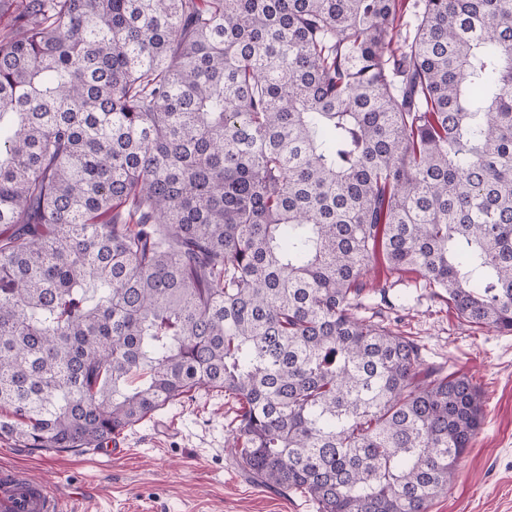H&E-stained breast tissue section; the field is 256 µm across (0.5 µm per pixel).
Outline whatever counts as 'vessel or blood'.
Returning <instances> with one entry per match:
<instances>
[{
  "instance_id": "obj_1",
  "label": "vessel or blood",
  "mask_w": 512,
  "mask_h": 512,
  "mask_svg": "<svg viewBox=\"0 0 512 512\" xmlns=\"http://www.w3.org/2000/svg\"><path fill=\"white\" fill-rule=\"evenodd\" d=\"M1 482L11 491L0 496V512H70L69 499L52 486L27 481L18 470H1Z\"/></svg>"
}]
</instances>
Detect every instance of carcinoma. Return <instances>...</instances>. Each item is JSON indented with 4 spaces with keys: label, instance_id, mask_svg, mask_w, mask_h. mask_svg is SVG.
<instances>
[{
    "label": "carcinoma",
    "instance_id": "carcinoma-1",
    "mask_svg": "<svg viewBox=\"0 0 512 512\" xmlns=\"http://www.w3.org/2000/svg\"><path fill=\"white\" fill-rule=\"evenodd\" d=\"M0 438L200 388L319 512H429L483 421L362 294L512 332V0H0Z\"/></svg>",
    "mask_w": 512,
    "mask_h": 512
}]
</instances>
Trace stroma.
Wrapping results in <instances>:
<instances>
[{"mask_svg": "<svg viewBox=\"0 0 512 512\" xmlns=\"http://www.w3.org/2000/svg\"><path fill=\"white\" fill-rule=\"evenodd\" d=\"M395 327L428 363L474 375L484 423L430 512H512V333L470 324L403 274ZM235 404L200 389L126 430L101 450L32 451L0 440V469L17 468L74 499L78 512H318L307 495L247 481L231 448Z\"/></svg>", "mask_w": 512, "mask_h": 512, "instance_id": "obj_1", "label": "stroma"}]
</instances>
